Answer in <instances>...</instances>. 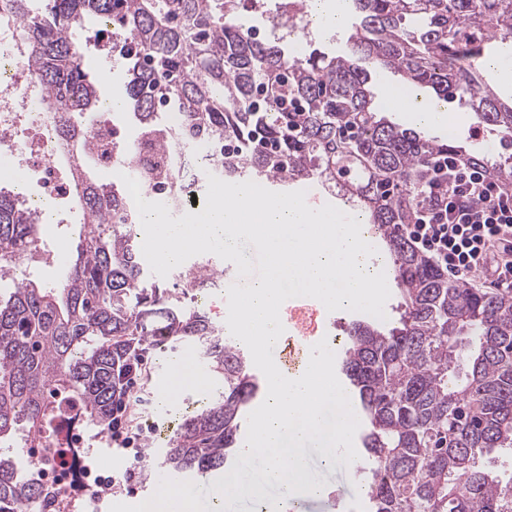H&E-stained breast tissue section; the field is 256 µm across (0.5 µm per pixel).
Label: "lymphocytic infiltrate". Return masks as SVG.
I'll return each instance as SVG.
<instances>
[{"label":"lymphocytic infiltrate","instance_id":"1","mask_svg":"<svg viewBox=\"0 0 512 512\" xmlns=\"http://www.w3.org/2000/svg\"><path fill=\"white\" fill-rule=\"evenodd\" d=\"M421 192L424 205L404 228L411 244L460 280L512 291V191L444 155Z\"/></svg>","mask_w":512,"mask_h":512}]
</instances>
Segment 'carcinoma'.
<instances>
[{"label": "carcinoma", "instance_id": "carcinoma-1", "mask_svg": "<svg viewBox=\"0 0 512 512\" xmlns=\"http://www.w3.org/2000/svg\"><path fill=\"white\" fill-rule=\"evenodd\" d=\"M0 23L21 28L47 111L71 114L66 135L84 144L99 88L81 67L88 45L112 29L129 75L139 133L168 149L156 105L180 113L179 138L223 158L216 176L264 185L316 184L364 209L378 226L400 290L398 325L351 321L338 357L363 416L360 475L367 512H512V477L483 460L512 449V291L469 288L409 243L404 225L433 161L454 153L512 187V156L466 151L387 120L365 89L370 73L315 50L285 55L257 42L237 0H15ZM353 51L401 73L412 87L466 104L512 146V101L475 66L490 37L512 40V0H353ZM92 16L101 25L85 26ZM80 245L61 286L30 278L41 258L40 218L0 188V512H44L47 493L10 448L26 430L38 443L53 421L79 411L106 430L131 379L147 381L153 350L198 346L218 382L205 407L171 437L163 464L213 474L233 457L241 419L260 386L249 355L201 309H187L150 273L120 184L84 178L76 194ZM223 270L208 261L181 272L201 288Z\"/></svg>", "mask_w": 512, "mask_h": 512}]
</instances>
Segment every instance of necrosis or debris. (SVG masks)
<instances>
[{
	"label": "necrosis or debris",
	"instance_id": "obj_1",
	"mask_svg": "<svg viewBox=\"0 0 512 512\" xmlns=\"http://www.w3.org/2000/svg\"><path fill=\"white\" fill-rule=\"evenodd\" d=\"M19 41L16 25L0 24V157L13 165L22 180L33 184V191L25 199L31 210L40 213L48 207L56 212L64 200L79 190L83 168L74 158L75 143L60 129L59 113L47 111L46 97L33 80ZM209 155V147L203 141L190 149L176 143L161 155L146 146H137L133 156L136 168L143 170L160 162L175 170L174 177L160 184L140 181L141 192L171 211H180L188 189L201 186L203 165ZM88 431L86 418L75 413L61 424L52 441L54 447L65 449L63 459H48L38 448L28 451L36 482L43 485L52 481L59 489L57 512H69L80 499L85 500L91 512L98 506L97 501L84 497L98 454L88 443Z\"/></svg>",
	"mask_w": 512,
	"mask_h": 512
}]
</instances>
